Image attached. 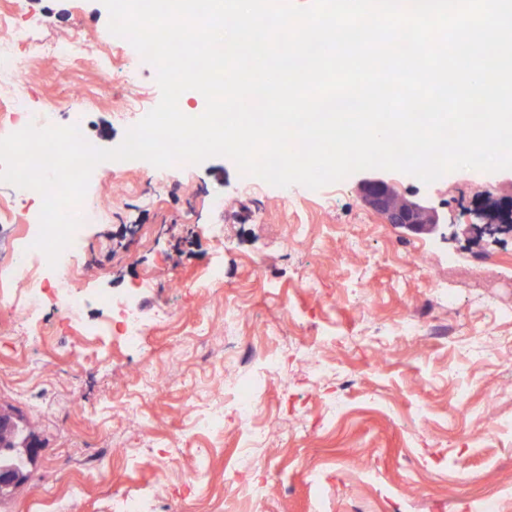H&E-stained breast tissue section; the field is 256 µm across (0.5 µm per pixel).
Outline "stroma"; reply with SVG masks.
<instances>
[{
    "label": "stroma",
    "mask_w": 512,
    "mask_h": 512,
    "mask_svg": "<svg viewBox=\"0 0 512 512\" xmlns=\"http://www.w3.org/2000/svg\"><path fill=\"white\" fill-rule=\"evenodd\" d=\"M36 38L79 36L82 60L59 72L19 49L28 72L29 118L65 125L79 116L98 148L118 146L130 124L118 120L128 99L153 109L161 93L155 68L133 46L109 47L101 0H5ZM113 50L121 69L100 80L97 58ZM96 96L89 108L73 87ZM366 171L312 190L267 183L246 190L233 160L214 156L163 171L127 160L89 181L84 206L86 256L73 288L85 302L71 321L45 299L44 340L20 348L23 303L0 304V407L14 408L41 444L28 479L0 502V512H110L113 496L162 486L155 512H512V231H472L478 206L512 195L507 171L457 170L431 184L384 171L404 197L427 202L448 226L416 235L385 223L364 205ZM41 209L36 195L0 182V254ZM224 227L212 240L208 225ZM307 227L305 239L293 227ZM359 252H344L346 239ZM224 261V284L200 285ZM414 262L411 272L402 265ZM133 298L149 332L142 348L96 340L107 369L70 366L89 344L79 323L103 325L112 314L98 295ZM174 314L156 325L161 309ZM416 336L400 333L403 319ZM251 358L225 366L229 345ZM272 350L285 373L260 372ZM327 368L309 374L306 351ZM168 380L164 392L137 401L134 421L115 413L138 367ZM254 375L265 444L245 445L225 408L220 433L193 428L191 393L232 395ZM176 439L183 452L165 472L157 460ZM136 449L128 458L124 449ZM243 489L228 491L229 472ZM202 478L184 484L186 473ZM263 486L262 498L250 490Z\"/></svg>",
    "instance_id": "35a3bbf8"
}]
</instances>
